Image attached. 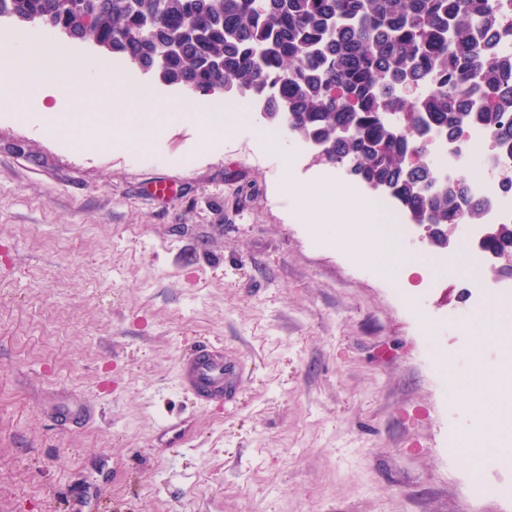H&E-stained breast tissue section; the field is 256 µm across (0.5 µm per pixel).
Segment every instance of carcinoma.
Instances as JSON below:
<instances>
[{
    "label": "carcinoma",
    "instance_id": "carcinoma-1",
    "mask_svg": "<svg viewBox=\"0 0 512 512\" xmlns=\"http://www.w3.org/2000/svg\"><path fill=\"white\" fill-rule=\"evenodd\" d=\"M496 0H0V18L51 23L168 85L246 93L324 162L388 186L417 224H471L434 196L423 138L481 123L512 142V59L493 49ZM434 83L429 94L420 84ZM406 119L395 127L386 115Z\"/></svg>",
    "mask_w": 512,
    "mask_h": 512
}]
</instances>
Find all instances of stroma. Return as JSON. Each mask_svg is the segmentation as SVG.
Segmentation results:
<instances>
[{
    "label": "stroma",
    "mask_w": 512,
    "mask_h": 512,
    "mask_svg": "<svg viewBox=\"0 0 512 512\" xmlns=\"http://www.w3.org/2000/svg\"><path fill=\"white\" fill-rule=\"evenodd\" d=\"M150 85L188 113L142 151L51 131L68 97L0 98V512H512V459L477 481L461 460L444 368L471 364L456 313L482 266L437 292L376 273L279 191L335 167L282 168L241 123L200 154L222 97ZM211 341L243 374L202 406L180 368ZM481 361L512 415V342Z\"/></svg>",
    "instance_id": "stroma-1"
}]
</instances>
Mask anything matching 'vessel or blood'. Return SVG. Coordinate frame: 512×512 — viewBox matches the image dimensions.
<instances>
[{"instance_id": "vessel-or-blood-1", "label": "vessel or blood", "mask_w": 512, "mask_h": 512, "mask_svg": "<svg viewBox=\"0 0 512 512\" xmlns=\"http://www.w3.org/2000/svg\"><path fill=\"white\" fill-rule=\"evenodd\" d=\"M234 379L218 344L208 342L196 347L186 358L181 386L197 400L218 401L231 393Z\"/></svg>"}]
</instances>
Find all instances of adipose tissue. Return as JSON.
Listing matches in <instances>:
<instances>
[{
	"label": "adipose tissue",
	"instance_id": "obj_1",
	"mask_svg": "<svg viewBox=\"0 0 512 512\" xmlns=\"http://www.w3.org/2000/svg\"><path fill=\"white\" fill-rule=\"evenodd\" d=\"M92 82L111 95V112H103L98 101L84 95L83 83L73 81L61 58L50 55L45 46L22 41L13 51L0 54L1 97L20 100L29 93L55 97L61 90L69 91L73 110L53 114L52 131L77 142L84 127L103 125L113 128L123 145L144 148L149 142L148 129L140 114L147 110V101L128 94L108 71L94 70ZM281 189L296 197L297 217L302 223L322 225L336 244L355 241L361 260L379 274L393 277L419 264V257L404 248L373 202L351 203L347 190L329 181L304 187L285 182ZM498 330V310L488 308L466 327L471 338L467 353L473 368L465 374L453 369L448 372L463 411L475 420L462 438L461 453L463 462L473 471L485 456L503 454L505 445L512 443V419L500 413L501 378L480 363L485 340Z\"/></svg>",
	"mask_w": 512,
	"mask_h": 512
}]
</instances>
